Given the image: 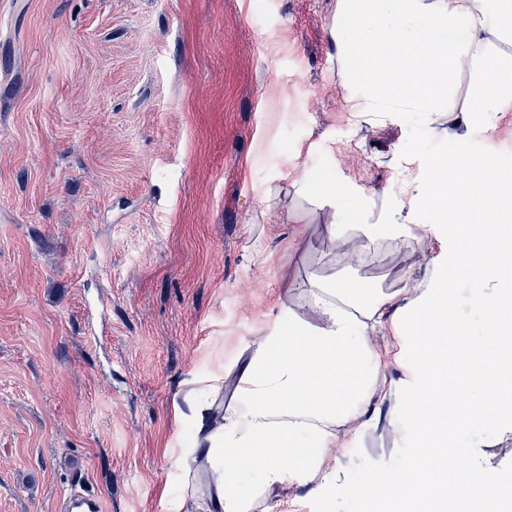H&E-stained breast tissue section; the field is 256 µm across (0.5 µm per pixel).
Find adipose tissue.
<instances>
[{"label":"adipose tissue","instance_id":"obj_1","mask_svg":"<svg viewBox=\"0 0 512 512\" xmlns=\"http://www.w3.org/2000/svg\"><path fill=\"white\" fill-rule=\"evenodd\" d=\"M337 15L343 81L364 90L366 111L445 112L455 125L489 127L512 112V0H338ZM422 188L407 205L452 221L447 267L407 274L394 292L351 276L282 277L284 296L303 299L316 320L267 325L237 373L234 403L225 404L220 379L186 393L193 436L180 512H254L278 489L335 486L336 451L353 444L340 427L378 411L388 396L379 370L410 353L418 364L395 425L423 443L399 470L363 480L358 495L391 498L393 512H512L499 464L474 437L490 420L512 434V180L460 142L424 162ZM298 191L327 208V238L359 229L353 259L390 234L385 212L347 222L337 186L317 189L306 176ZM464 304L480 315L476 330L457 320ZM377 330L395 335L380 352L367 339ZM460 457L462 473L451 467ZM254 464L262 480L241 490Z\"/></svg>","mask_w":512,"mask_h":512}]
</instances>
